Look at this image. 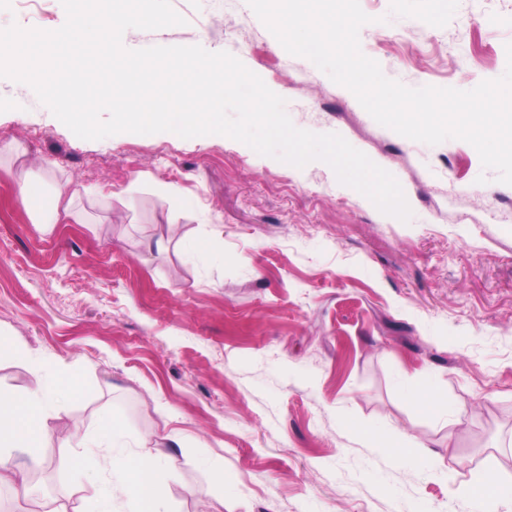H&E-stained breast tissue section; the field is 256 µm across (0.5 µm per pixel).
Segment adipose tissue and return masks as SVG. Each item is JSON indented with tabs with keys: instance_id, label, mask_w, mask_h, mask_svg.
<instances>
[{
	"instance_id": "adipose-tissue-1",
	"label": "adipose tissue",
	"mask_w": 512,
	"mask_h": 512,
	"mask_svg": "<svg viewBox=\"0 0 512 512\" xmlns=\"http://www.w3.org/2000/svg\"><path fill=\"white\" fill-rule=\"evenodd\" d=\"M18 192L40 230H50L61 218L72 214V201L66 198L64 188L35 194L28 178L23 177L18 182ZM57 397L53 378L40 373L35 374L24 395L0 393V468L7 465L12 449L37 448L43 424ZM109 445L117 450L111 461L113 478L95 485L92 494L83 497L78 512H112L113 490L117 487L127 498L129 512H166L165 488L159 478L166 453L155 449L143 455L139 466H131L128 456L120 452L125 435L117 427L112 430Z\"/></svg>"
}]
</instances>
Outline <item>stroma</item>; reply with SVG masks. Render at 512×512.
Returning a JSON list of instances; mask_svg holds the SVG:
<instances>
[{
    "label": "stroma",
    "mask_w": 512,
    "mask_h": 512,
    "mask_svg": "<svg viewBox=\"0 0 512 512\" xmlns=\"http://www.w3.org/2000/svg\"><path fill=\"white\" fill-rule=\"evenodd\" d=\"M170 2L185 25L129 29L124 47L234 55L297 128L340 134L391 173L412 217L381 213L324 162L223 135L78 138L0 77V144L19 147L0 151V336L28 353L0 354V389L24 394L40 369L60 392L38 451L0 469V496L75 512L87 462L67 437L118 426L128 454L142 437L168 453L169 512H478L461 486L512 482V186L465 141L377 123L247 0ZM360 5L362 52L407 87L470 90L506 69L512 0ZM65 20L61 0L40 20L0 0V28ZM26 172L33 191L65 185L73 218L40 231L16 191ZM192 238L211 257L187 255ZM430 374L455 417L400 396ZM358 424L411 436L431 466L395 462Z\"/></svg>",
    "instance_id": "1"
}]
</instances>
